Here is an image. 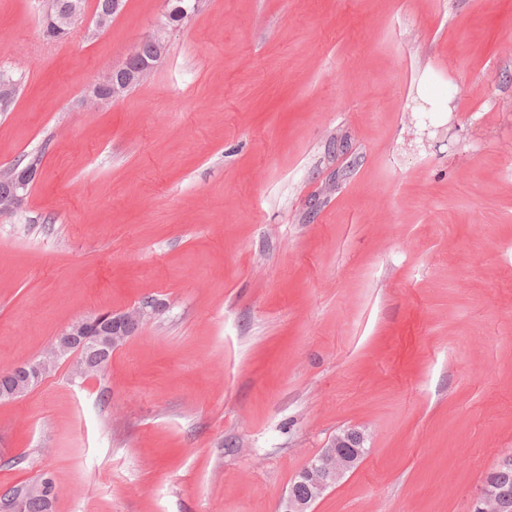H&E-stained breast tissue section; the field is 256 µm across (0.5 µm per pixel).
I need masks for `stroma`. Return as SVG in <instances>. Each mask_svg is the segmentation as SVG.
<instances>
[{
    "label": "stroma",
    "mask_w": 512,
    "mask_h": 512,
    "mask_svg": "<svg viewBox=\"0 0 512 512\" xmlns=\"http://www.w3.org/2000/svg\"><path fill=\"white\" fill-rule=\"evenodd\" d=\"M126 0L46 39L0 0V370L153 297L97 375L0 404V491L55 512H470L512 451V0H200L122 99L88 87L163 23ZM20 465H12V458ZM1 171V179L8 181L12 187L11 192L2 194L7 191L8 186L0 181V215H3L12 213L21 207L37 170L32 168L18 170V167L14 166ZM364 433L347 430L336 435L328 448L313 458L293 479L288 496L281 503V512H310L315 498L301 495L300 490L312 486L318 497L332 488L343 476L360 462L364 451ZM33 482V481H31ZM31 482L20 483L13 487L14 493L20 489L28 488V485ZM54 484L53 478L49 476H41L37 480L33 482V488H30L32 496L35 494L36 497L41 501L45 511H48L51 503L53 501V497L55 496V489L50 491V486Z\"/></svg>",
    "instance_id": "stroma-1"
}]
</instances>
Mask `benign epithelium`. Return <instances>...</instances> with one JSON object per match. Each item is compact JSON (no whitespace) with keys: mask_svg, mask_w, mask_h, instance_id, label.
<instances>
[{"mask_svg":"<svg viewBox=\"0 0 512 512\" xmlns=\"http://www.w3.org/2000/svg\"><path fill=\"white\" fill-rule=\"evenodd\" d=\"M124 7L125 0H112L110 13L93 15L95 28H106L109 19L121 13ZM44 11L52 24L53 35L68 33L84 16V10L78 4L67 13L60 12L57 0H44ZM167 33L168 26L159 25L146 37L153 48L151 60L141 58L142 44H137L121 65L107 70L92 84L87 100L95 104L118 101L132 86L146 80L165 52ZM35 176L36 170L32 168L20 170L14 166L0 171V178L11 184V192L0 195V215L12 213L21 207ZM163 310V302L147 298L123 313L99 314L94 318L75 321L57 336L59 350H73L77 353L84 348L94 350L97 353L96 359L80 362L78 366L84 375L95 374L110 359L112 352L119 348L118 338L130 334L131 330ZM47 365L48 361L40 358L0 371V378L9 381L8 387L0 389V403L12 402L27 395L33 385L39 382ZM364 441V433L360 430L351 429L337 435L327 448L313 458L310 465L296 474L287 498L281 503V512H310L314 499L301 495L300 490L312 486L317 495L321 496L335 486L360 462L365 451ZM53 484L52 477L43 475L33 482L31 488V494L41 501L46 510L50 508L55 496V491L50 489ZM471 512H512V491L485 480L472 503Z\"/></svg>","mask_w":512,"mask_h":512,"instance_id":"1","label":"benign epithelium"}]
</instances>
